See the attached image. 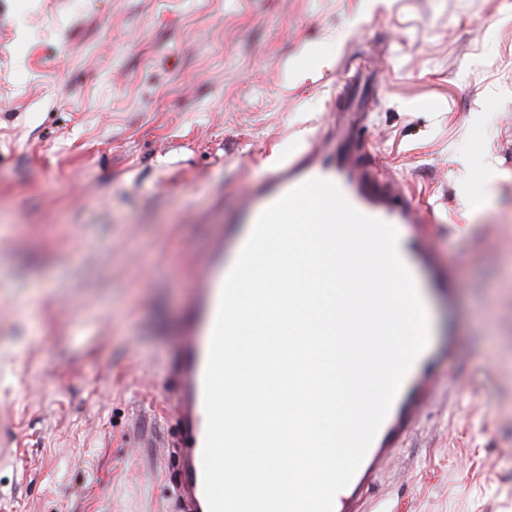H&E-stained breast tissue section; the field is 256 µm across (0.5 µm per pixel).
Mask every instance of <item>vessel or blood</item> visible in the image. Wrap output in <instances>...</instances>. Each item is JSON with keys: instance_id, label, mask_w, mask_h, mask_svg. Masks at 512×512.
<instances>
[{"instance_id": "vessel-or-blood-1", "label": "vessel or blood", "mask_w": 512, "mask_h": 512, "mask_svg": "<svg viewBox=\"0 0 512 512\" xmlns=\"http://www.w3.org/2000/svg\"><path fill=\"white\" fill-rule=\"evenodd\" d=\"M313 178L333 181L356 210L391 226L425 221L424 214L395 182L380 176L364 162L355 147L353 125L347 121L330 127L307 149L284 156L265 180L245 185L237 194L232 223L255 224L266 208ZM245 242V237L215 231L209 250L197 257L194 266V297L182 338L179 386L174 393L177 417L184 429L183 440L176 450L179 494L175 512H208L202 468L207 427L204 375L221 290ZM413 407L406 390H399L363 462L348 486L335 497L333 512H357L360 490L368 486L395 455L387 442L397 429L399 416Z\"/></svg>"}]
</instances>
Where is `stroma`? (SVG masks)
<instances>
[{
	"label": "stroma",
	"mask_w": 512,
	"mask_h": 512,
	"mask_svg": "<svg viewBox=\"0 0 512 512\" xmlns=\"http://www.w3.org/2000/svg\"><path fill=\"white\" fill-rule=\"evenodd\" d=\"M353 94L433 243L366 500L512 512V0H0V512H171L192 262Z\"/></svg>",
	"instance_id": "35a3bbf8"
}]
</instances>
